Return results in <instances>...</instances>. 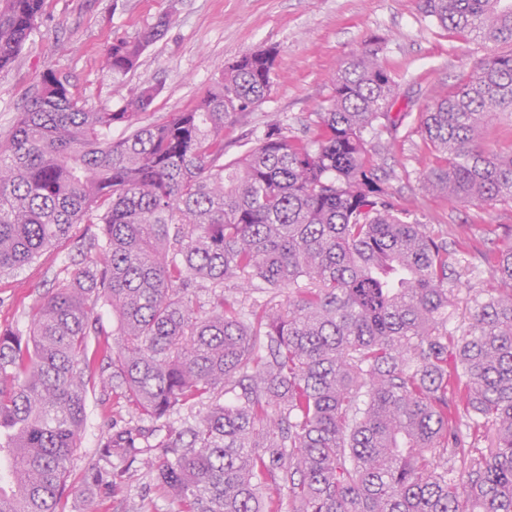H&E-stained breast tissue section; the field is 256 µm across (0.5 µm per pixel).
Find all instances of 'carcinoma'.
<instances>
[{
    "mask_svg": "<svg viewBox=\"0 0 512 512\" xmlns=\"http://www.w3.org/2000/svg\"><path fill=\"white\" fill-rule=\"evenodd\" d=\"M49 0H0V72ZM438 29L506 44L415 117L431 151L428 197L512 200V151L481 131L512 112V3L418 0ZM171 14L112 42V81L134 71ZM276 50L224 67L198 103L160 123L138 88L95 109L53 69L0 141V276L32 263L77 224L100 225L83 266L0 331V512H58L90 386L102 383L152 423L108 434L86 483L112 459L144 456L179 512H512V242L450 249L393 200L373 146L398 140L386 42L342 60L310 134L267 123L225 160L224 130L270 94ZM125 135L114 139L112 131ZM485 267L496 286L448 327L451 276ZM288 292L246 314L224 294ZM207 293L202 302L199 293ZM115 319L103 343L97 307ZM240 390L236 401L224 395ZM207 405L177 428L184 407ZM492 430L489 448L475 447ZM462 471V480L454 474Z\"/></svg>",
    "mask_w": 512,
    "mask_h": 512,
    "instance_id": "1",
    "label": "carcinoma"
}]
</instances>
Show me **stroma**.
Returning a JSON list of instances; mask_svg holds the SVG:
<instances>
[{"label": "stroma", "mask_w": 512, "mask_h": 512, "mask_svg": "<svg viewBox=\"0 0 512 512\" xmlns=\"http://www.w3.org/2000/svg\"><path fill=\"white\" fill-rule=\"evenodd\" d=\"M164 10L172 13L167 33L148 47L124 83L113 82L101 67L105 50L115 38L136 36ZM374 35L387 44L396 106L411 112L403 123L407 135L378 156L394 198L417 210L444 240L496 249L512 238V201L477 207L425 198L420 175L429 150L414 133L412 119L431 88L453 89L492 48L443 37L422 17L417 0H50L13 67L0 72V136L9 132L47 69L67 76L95 108L116 107L130 90L154 86L159 93L147 119L160 122L205 96L229 62L256 48L276 46L270 95L224 135L231 159L243 145L256 144L273 114L294 135H304L329 97L330 77L340 60ZM97 233V225H76L68 239L34 262L0 276V331L26 329L36 304L55 289L59 269L66 264L78 268ZM136 422L134 405L122 395L89 391L81 446L69 478L77 491L64 499L63 512H178L177 502L138 461H113L111 483H85V468L98 459L104 437Z\"/></svg>", "instance_id": "35a3bbf8"}]
</instances>
